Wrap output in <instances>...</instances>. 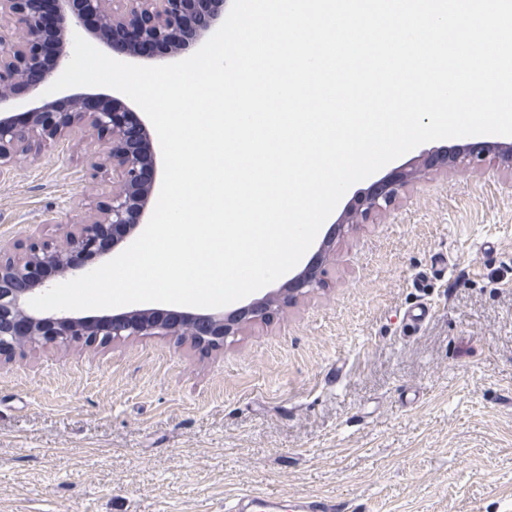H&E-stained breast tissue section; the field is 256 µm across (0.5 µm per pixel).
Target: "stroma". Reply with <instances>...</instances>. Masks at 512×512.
<instances>
[{"label": "stroma", "instance_id": "obj_1", "mask_svg": "<svg viewBox=\"0 0 512 512\" xmlns=\"http://www.w3.org/2000/svg\"><path fill=\"white\" fill-rule=\"evenodd\" d=\"M84 165L63 141L0 183V242L56 237ZM330 249L323 288L218 349L1 359L0 512H225L247 491L282 512H512V170L435 167ZM440 253L447 276L417 287ZM298 512H346L345 502L332 497H304Z\"/></svg>", "mask_w": 512, "mask_h": 512}]
</instances>
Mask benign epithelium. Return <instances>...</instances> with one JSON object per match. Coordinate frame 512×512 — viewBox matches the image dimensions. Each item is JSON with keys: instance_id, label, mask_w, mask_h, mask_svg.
Returning a JSON list of instances; mask_svg holds the SVG:
<instances>
[{"instance_id": "obj_1", "label": "benign epithelium", "mask_w": 512, "mask_h": 512, "mask_svg": "<svg viewBox=\"0 0 512 512\" xmlns=\"http://www.w3.org/2000/svg\"><path fill=\"white\" fill-rule=\"evenodd\" d=\"M229 0H0V182L7 181L27 158L61 140L86 144L83 196L72 200L82 218L58 223L55 240L34 234L18 247L0 244V357L20 346L69 347L126 341L142 336H188L196 346L224 345L247 324L266 320L301 296L321 287L319 270L307 267L289 283L272 289L231 314L222 309L191 312L182 321H167L159 310L135 308L98 318L72 310L40 311L29 301L58 278L89 272L73 262L78 253L118 255L139 225L131 211L145 217L159 173L157 155L146 145L149 125L140 120L130 132L124 115L135 103L121 92L79 89L63 96L68 107L43 96L50 77L70 61L74 34H87L112 52L148 65L183 60L200 48L224 21ZM496 150L512 167V144L474 139L453 163L462 170L477 167ZM112 167V188L104 200L86 206L103 170ZM412 175L401 168L373 181L357 195L366 219L394 205Z\"/></svg>"}]
</instances>
